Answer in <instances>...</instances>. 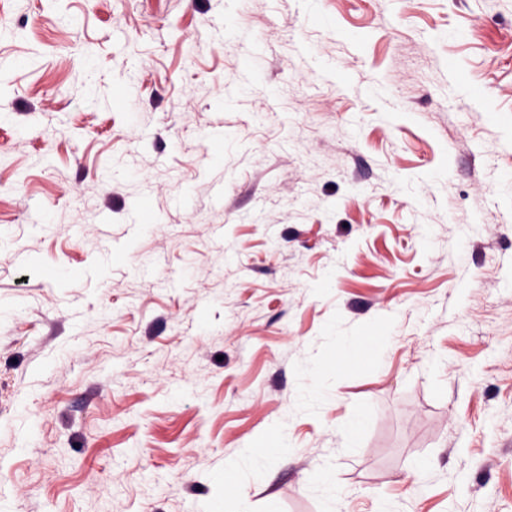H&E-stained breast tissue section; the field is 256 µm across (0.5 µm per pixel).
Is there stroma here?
I'll return each instance as SVG.
<instances>
[{
	"label": "stroma",
	"mask_w": 512,
	"mask_h": 512,
	"mask_svg": "<svg viewBox=\"0 0 512 512\" xmlns=\"http://www.w3.org/2000/svg\"><path fill=\"white\" fill-rule=\"evenodd\" d=\"M0 512H512V0H0Z\"/></svg>",
	"instance_id": "35a3bbf8"
}]
</instances>
